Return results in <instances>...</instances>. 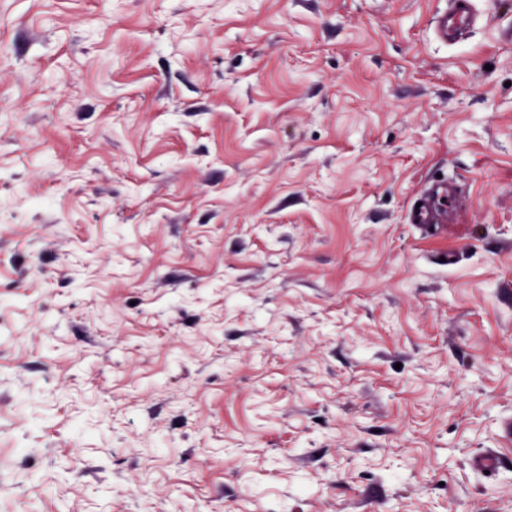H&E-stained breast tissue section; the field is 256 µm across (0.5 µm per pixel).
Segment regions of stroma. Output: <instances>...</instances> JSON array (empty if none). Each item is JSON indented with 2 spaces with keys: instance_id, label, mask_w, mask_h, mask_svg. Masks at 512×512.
I'll return each instance as SVG.
<instances>
[{
  "instance_id": "35a3bbf8",
  "label": "stroma",
  "mask_w": 512,
  "mask_h": 512,
  "mask_svg": "<svg viewBox=\"0 0 512 512\" xmlns=\"http://www.w3.org/2000/svg\"><path fill=\"white\" fill-rule=\"evenodd\" d=\"M447 4L0 0V512H512V0ZM472 17L471 0H448V9L434 21L435 36L442 42L461 38ZM456 189L448 181L435 182L412 207L414 224H446L453 213ZM419 205V208H416ZM504 460L503 454L498 450H488L478 455H474L470 459V467L482 474L484 477L492 479L498 473ZM489 471V474H485Z\"/></svg>"
}]
</instances>
